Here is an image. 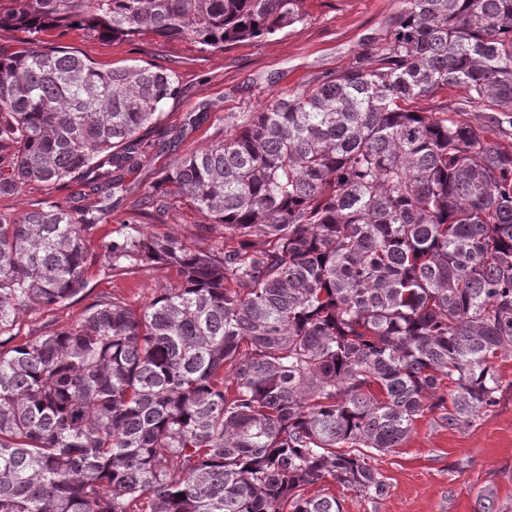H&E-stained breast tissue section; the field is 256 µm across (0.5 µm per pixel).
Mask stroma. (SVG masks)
Here are the masks:
<instances>
[{
	"label": "stroma",
	"mask_w": 512,
	"mask_h": 512,
	"mask_svg": "<svg viewBox=\"0 0 512 512\" xmlns=\"http://www.w3.org/2000/svg\"><path fill=\"white\" fill-rule=\"evenodd\" d=\"M401 8L400 0H305L303 24L277 36L245 40L224 50L202 51L186 40L146 37L129 42L85 39L69 34L62 43L100 67L116 68L143 60L176 72L181 92L166 104L154 129V147L141 165L126 173L130 195L93 232L90 246L100 251L133 216L161 172L174 157L203 149L224 136L243 113L255 112L281 94L309 88L324 72L343 74L362 43L387 36ZM42 199L66 200L90 209L96 198L83 186L34 185L0 197V213L17 217ZM201 217L180 199H172L163 222L144 225L147 233L170 234L202 250L224 247V232L207 231ZM177 281L174 268L148 265L135 274L110 276L92 267L87 286L70 304L54 311L21 315L12 339L0 350L34 340L42 324L64 329L75 324L99 298H121L147 306L162 285ZM502 393L492 411L468 426H439L435 415L418 419L399 448L379 456L375 465L388 485L378 501L346 487L332 491L343 512H483V495L493 492L494 512H512V359L500 362Z\"/></svg>",
	"instance_id": "1"
}]
</instances>
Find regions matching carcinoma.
<instances>
[{"mask_svg": "<svg viewBox=\"0 0 512 512\" xmlns=\"http://www.w3.org/2000/svg\"><path fill=\"white\" fill-rule=\"evenodd\" d=\"M303 0H0V196L79 182L99 206L0 215V338L67 304L86 238L130 193L177 75L102 70L51 39L203 51L305 21ZM351 68L180 156L103 245L114 275L177 269L139 311L99 300L0 353V512H343L387 491L374 456L425 412L497 405L512 358V0H401ZM448 85L465 96L406 107ZM487 122L459 117L474 104ZM234 242L146 234L171 197ZM318 488V494L309 489Z\"/></svg>", "mask_w": 512, "mask_h": 512, "instance_id": "1", "label": "carcinoma"}]
</instances>
